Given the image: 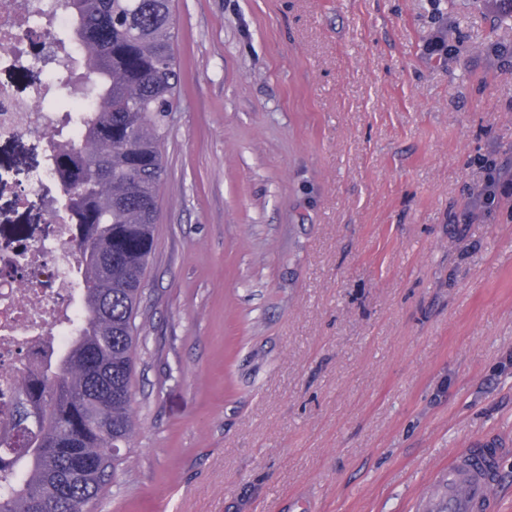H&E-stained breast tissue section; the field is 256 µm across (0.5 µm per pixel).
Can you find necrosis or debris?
Masks as SVG:
<instances>
[{
  "mask_svg": "<svg viewBox=\"0 0 512 512\" xmlns=\"http://www.w3.org/2000/svg\"><path fill=\"white\" fill-rule=\"evenodd\" d=\"M70 14L58 0H0V65L20 67L36 47L49 54L50 75L33 100L18 98L0 84V141L39 136L44 163L33 180L47 215L44 236L0 249V431L9 428L21 378L38 376L64 348L81 317L80 285L72 227L57 207L51 187L54 155L61 140L75 138L80 126L60 103L80 107L91 101L76 86L81 55L60 37Z\"/></svg>",
  "mask_w": 512,
  "mask_h": 512,
  "instance_id": "1",
  "label": "necrosis or debris"
}]
</instances>
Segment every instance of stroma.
<instances>
[{
    "label": "stroma",
    "instance_id": "35a3bbf8",
    "mask_svg": "<svg viewBox=\"0 0 512 512\" xmlns=\"http://www.w3.org/2000/svg\"><path fill=\"white\" fill-rule=\"evenodd\" d=\"M173 0L177 109L134 386L98 512H415L504 448L512 512V27L475 0ZM39 138L0 143V241ZM500 172L494 160H487L484 165V182L477 195L481 207L490 208L497 198Z\"/></svg>",
    "mask_w": 512,
    "mask_h": 512
}]
</instances>
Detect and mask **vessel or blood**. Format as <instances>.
<instances>
[{
  "mask_svg": "<svg viewBox=\"0 0 512 512\" xmlns=\"http://www.w3.org/2000/svg\"><path fill=\"white\" fill-rule=\"evenodd\" d=\"M502 449L483 445L449 464L441 490L431 491L419 512H496Z\"/></svg>",
  "mask_w": 512,
  "mask_h": 512,
  "instance_id": "vessel-or-blood-1",
  "label": "vessel or blood"
}]
</instances>
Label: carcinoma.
Listing matches in <instances>:
<instances>
[{
    "instance_id": "1",
    "label": "carcinoma",
    "mask_w": 512,
    "mask_h": 512,
    "mask_svg": "<svg viewBox=\"0 0 512 512\" xmlns=\"http://www.w3.org/2000/svg\"><path fill=\"white\" fill-rule=\"evenodd\" d=\"M95 105L58 147L76 237L82 319L14 410L0 512H96L136 453V324L154 250L163 145L179 84L172 0H62Z\"/></svg>"
}]
</instances>
